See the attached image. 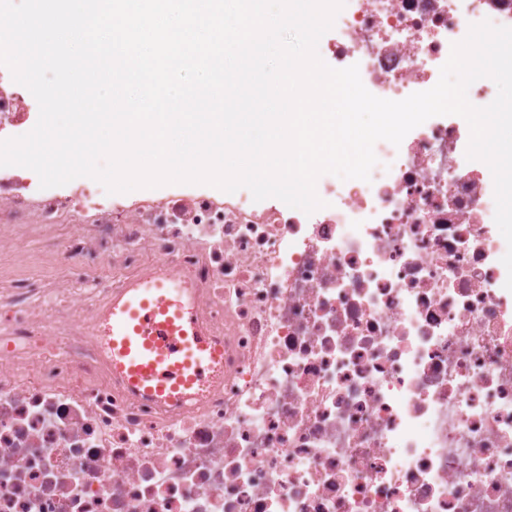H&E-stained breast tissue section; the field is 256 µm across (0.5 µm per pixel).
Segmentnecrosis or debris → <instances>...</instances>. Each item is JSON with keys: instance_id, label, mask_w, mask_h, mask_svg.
I'll use <instances>...</instances> for the list:
<instances>
[{"instance_id": "1", "label": "necrosis or debris", "mask_w": 512, "mask_h": 512, "mask_svg": "<svg viewBox=\"0 0 512 512\" xmlns=\"http://www.w3.org/2000/svg\"><path fill=\"white\" fill-rule=\"evenodd\" d=\"M485 20L512 27V0H345L323 60L401 100ZM29 119L0 68V134ZM469 139L443 115L377 142L370 181L320 179L309 215L0 167V257L26 262L34 234L66 265L0 280V512H512L507 245ZM166 272L224 350L176 405L113 377L99 327L129 280Z\"/></svg>"}]
</instances>
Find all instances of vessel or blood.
Instances as JSON below:
<instances>
[{
    "mask_svg": "<svg viewBox=\"0 0 512 512\" xmlns=\"http://www.w3.org/2000/svg\"><path fill=\"white\" fill-rule=\"evenodd\" d=\"M101 321L113 373L147 399H189L223 357L197 324L191 285L174 274L131 283Z\"/></svg>",
    "mask_w": 512,
    "mask_h": 512,
    "instance_id": "obj_1",
    "label": "vessel or blood"
}]
</instances>
